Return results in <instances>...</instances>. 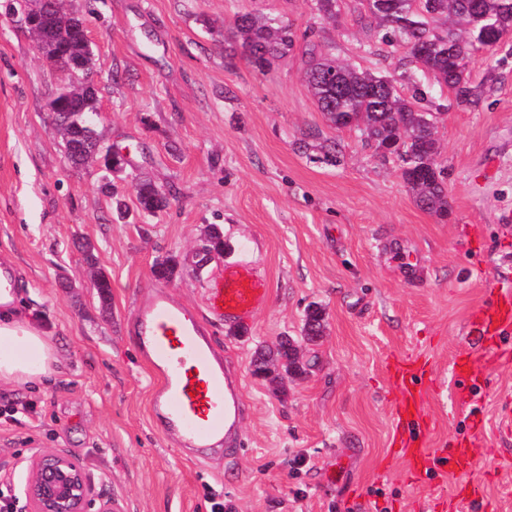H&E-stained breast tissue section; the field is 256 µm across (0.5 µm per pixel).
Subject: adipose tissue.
Segmentation results:
<instances>
[{
  "instance_id": "ef3b65f1",
  "label": "adipose tissue",
  "mask_w": 512,
  "mask_h": 512,
  "mask_svg": "<svg viewBox=\"0 0 512 512\" xmlns=\"http://www.w3.org/2000/svg\"><path fill=\"white\" fill-rule=\"evenodd\" d=\"M64 365L39 330L22 321L13 295L0 297V381L42 383L62 374Z\"/></svg>"
}]
</instances>
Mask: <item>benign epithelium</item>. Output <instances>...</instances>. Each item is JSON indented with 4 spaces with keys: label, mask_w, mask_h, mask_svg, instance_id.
Here are the masks:
<instances>
[{
    "label": "benign epithelium",
    "mask_w": 512,
    "mask_h": 512,
    "mask_svg": "<svg viewBox=\"0 0 512 512\" xmlns=\"http://www.w3.org/2000/svg\"><path fill=\"white\" fill-rule=\"evenodd\" d=\"M48 18L64 25L67 19L57 10L55 0H34L28 13L19 17L20 25L32 27ZM97 90L90 74H84L82 84L77 88L63 84L48 104L53 123L58 124L64 114L62 105L71 99L76 91ZM125 157L120 152H109L99 160L101 169L109 174L124 172ZM28 476L22 493L26 500V512H114L112 501H93L92 484L79 461L60 451H38L29 460Z\"/></svg>",
    "instance_id": "7a95c632"
}]
</instances>
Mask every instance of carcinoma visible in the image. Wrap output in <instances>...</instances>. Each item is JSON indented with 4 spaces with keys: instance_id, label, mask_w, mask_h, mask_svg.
Returning a JSON list of instances; mask_svg holds the SVG:
<instances>
[{
    "instance_id": "carcinoma-1",
    "label": "carcinoma",
    "mask_w": 512,
    "mask_h": 512,
    "mask_svg": "<svg viewBox=\"0 0 512 512\" xmlns=\"http://www.w3.org/2000/svg\"><path fill=\"white\" fill-rule=\"evenodd\" d=\"M354 22L367 33L366 52L376 56L384 45L395 42L409 48L412 62L441 89L455 94L457 102L471 104L474 94L465 76L466 63L476 46L496 45L512 31V0H480V11L470 8L471 0H355ZM342 0H311L319 18L336 22ZM80 17L72 18L66 35L53 26H40L49 52H61V59L74 62L79 71L92 68ZM288 21L254 12L235 15L230 31L226 66L239 58L260 71L288 58L296 42ZM307 88L319 111L338 129L359 133L364 143L382 156L394 155L401 176L420 206L438 216L448 215V190L444 171L438 163L440 143L436 137L437 113L420 106L424 92L415 73L398 76L359 69L333 54L330 43L311 44L302 60ZM97 95L81 93L67 105L68 120L60 131L66 158L74 167L102 156L100 139L84 133L83 115L95 111ZM139 209L155 214L168 205L165 193L143 183L137 191ZM323 311L309 306L302 333L309 339L321 335ZM275 363L286 377L306 373L296 342L283 336L273 349L256 351L253 364Z\"/></svg>"
}]
</instances>
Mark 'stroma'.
<instances>
[{
    "label": "stroma",
    "instance_id": "obj_1",
    "mask_svg": "<svg viewBox=\"0 0 512 512\" xmlns=\"http://www.w3.org/2000/svg\"><path fill=\"white\" fill-rule=\"evenodd\" d=\"M0 0V257L15 273L22 313L54 344L65 370L44 387L0 383V482L19 493L37 450L76 457L95 497L115 512H512V362L490 359L468 334L501 268L512 267V32L467 65L478 102L439 101V163L448 215L420 208L395 157L331 126L309 93L310 42L338 58L400 74L404 46L365 52L367 34L343 0L340 24L310 0H67L88 18L98 83L96 131L126 155L115 195L94 166L71 167L46 105L61 84ZM280 15L298 40L258 71L224 64L238 12ZM338 143L335 162L323 147ZM149 182L169 195L137 208ZM129 208L117 219L113 197ZM219 225L229 248L195 257ZM94 246L87 263L82 243ZM177 262L165 285L205 318L216 350L237 367L247 406L236 452L203 460L150 421L156 380L131 328L134 305L157 283L156 259ZM256 265L270 296L254 323L230 330L209 317V281L228 262ZM111 283L109 301L92 273ZM325 330L302 343L306 375L273 393L253 373L259 347L300 337L310 304ZM417 360L418 417L427 448L467 447L465 472L415 476L400 444L389 369ZM476 380L461 393L455 364ZM137 203L143 213L153 215L167 207L168 199L165 193H160L151 184L143 183L137 191Z\"/></svg>",
    "mask_w": 512,
    "mask_h": 512
}]
</instances>
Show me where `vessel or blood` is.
Returning <instances> with one entry per match:
<instances>
[{
  "instance_id": "b4317fda",
  "label": "vessel or blood",
  "mask_w": 512,
  "mask_h": 512,
  "mask_svg": "<svg viewBox=\"0 0 512 512\" xmlns=\"http://www.w3.org/2000/svg\"><path fill=\"white\" fill-rule=\"evenodd\" d=\"M495 302L483 311L482 320H471L470 335H503L512 331V278L499 277ZM269 282L265 275L242 263L224 267L223 278L210 282L207 307L225 324L245 326L266 304ZM133 331L139 350L159 381L150 398L154 427L175 439L195 457H205L215 442L236 435L243 417L239 379L215 354L206 324L175 301L167 287L154 286L140 300L133 315ZM420 375L401 371L400 417L406 429L402 445L415 457H425L422 429L415 425L411 408Z\"/></svg>"
}]
</instances>
